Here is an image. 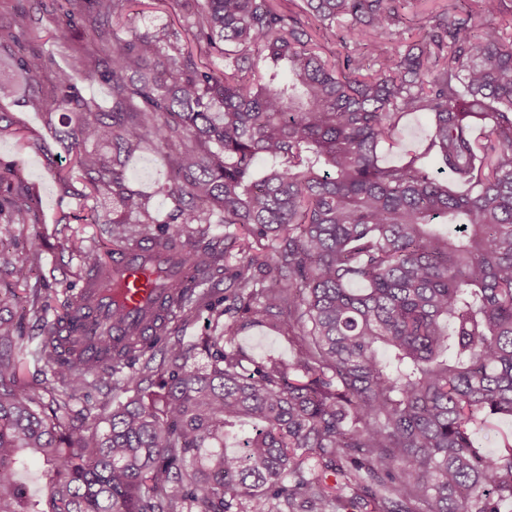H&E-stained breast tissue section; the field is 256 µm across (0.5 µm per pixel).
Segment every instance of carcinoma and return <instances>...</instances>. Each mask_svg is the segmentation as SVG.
<instances>
[{
    "label": "carcinoma",
    "mask_w": 512,
    "mask_h": 512,
    "mask_svg": "<svg viewBox=\"0 0 512 512\" xmlns=\"http://www.w3.org/2000/svg\"><path fill=\"white\" fill-rule=\"evenodd\" d=\"M431 15L405 46L407 0H180V28L113 24L142 0H64L71 40L89 23L95 49L68 67L26 53L24 9L0 13L25 83L52 73L37 100L78 126L69 162L104 236L66 249L89 277L115 255L159 240L224 304L172 282L165 317L141 337L74 355L46 338L29 351L52 372L47 412L0 356V512H506L512 445L490 454L476 428L512 417V41L496 21L512 0ZM343 25L356 49L334 62L321 40ZM482 29L477 36L475 31ZM112 90L107 109L76 71ZM430 117L424 148L395 163L400 124ZM167 149L168 218L131 189L126 161ZM437 159L455 191L431 166ZM15 224L31 220L27 196ZM224 225L220 233L211 226ZM29 270L0 250V269ZM207 311L209 365L188 366L170 324ZM232 320L221 321L229 312ZM288 334L286 364L235 346L241 329ZM163 337V364L127 378L149 401H112L67 421L71 401L109 386ZM46 470L33 508L21 457ZM336 487L327 485L328 473Z\"/></svg>",
    "instance_id": "cac0c4a2"
}]
</instances>
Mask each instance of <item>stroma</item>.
I'll return each mask as SVG.
<instances>
[{
	"instance_id": "obj_1",
	"label": "stroma",
	"mask_w": 512,
	"mask_h": 512,
	"mask_svg": "<svg viewBox=\"0 0 512 512\" xmlns=\"http://www.w3.org/2000/svg\"><path fill=\"white\" fill-rule=\"evenodd\" d=\"M59 2L41 0L32 6V22L24 44L28 49L52 55L56 64L64 67L69 63L68 48L48 38L49 30L63 18ZM35 97V92L30 91L21 98H0V168L13 171L8 183L0 185V247L9 252L16 265L32 268L25 283L17 282L8 270L0 271V318L14 325L11 355L23 364L21 382L47 401L51 395L45 370L29 362L26 352L31 343L42 339L45 326L55 320L63 304L82 284L78 260L62 248L65 239L75 233L98 235V225L79 223L78 218L92 207L100 214H108L109 205L100 197L68 193L57 181L56 171L68 157L59 134L67 130L68 124L62 114L49 117L39 111L33 104ZM16 125L27 129L26 145H19L9 132ZM126 177L132 188L150 195L160 216H167L170 203L162 192L167 181L163 151L151 147L131 159ZM24 193L33 198L34 212L30 223L22 226L13 222L11 201ZM36 288L48 291L49 307L33 305L32 291ZM236 344L259 363L271 358L289 360L293 351L286 334L267 326L244 329Z\"/></svg>"
}]
</instances>
